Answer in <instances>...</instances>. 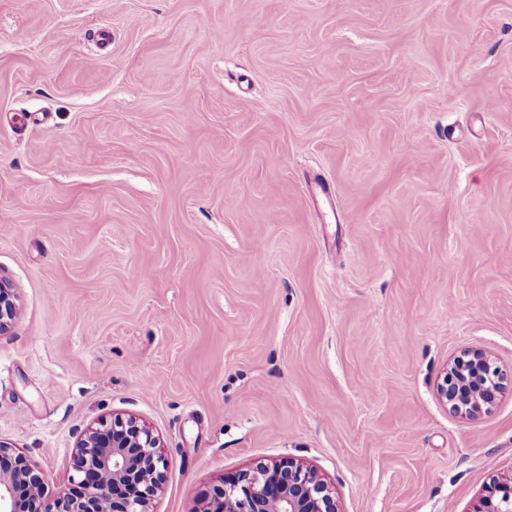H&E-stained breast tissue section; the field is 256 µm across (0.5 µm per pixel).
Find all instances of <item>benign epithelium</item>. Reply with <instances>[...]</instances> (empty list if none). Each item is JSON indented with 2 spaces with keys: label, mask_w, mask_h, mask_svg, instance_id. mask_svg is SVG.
I'll list each match as a JSON object with an SVG mask.
<instances>
[{
  "label": "benign epithelium",
  "mask_w": 512,
  "mask_h": 512,
  "mask_svg": "<svg viewBox=\"0 0 512 512\" xmlns=\"http://www.w3.org/2000/svg\"><path fill=\"white\" fill-rule=\"evenodd\" d=\"M18 308L0 279V333ZM512 376L492 366L478 348L463 350L438 386L449 411L480 416L496 404ZM159 438L133 416L116 414L82 432L70 457L77 489L43 498L44 474L21 452L0 441V512H149L164 481ZM204 512H338L326 483L311 468L290 459L257 464L213 489ZM478 512H512V480L487 489Z\"/></svg>",
  "instance_id": "benign-epithelium-1"
}]
</instances>
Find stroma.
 <instances>
[{"mask_svg":"<svg viewBox=\"0 0 512 512\" xmlns=\"http://www.w3.org/2000/svg\"><path fill=\"white\" fill-rule=\"evenodd\" d=\"M0 441L159 435L151 512L314 467L340 512L512 477V0H0ZM18 308L11 287L0 279V334L7 331L17 316ZM508 380L511 374L492 367L484 352L468 348L454 359L437 393L449 411L477 417L492 409Z\"/></svg>","mask_w":512,"mask_h":512,"instance_id":"obj_1","label":"stroma"}]
</instances>
